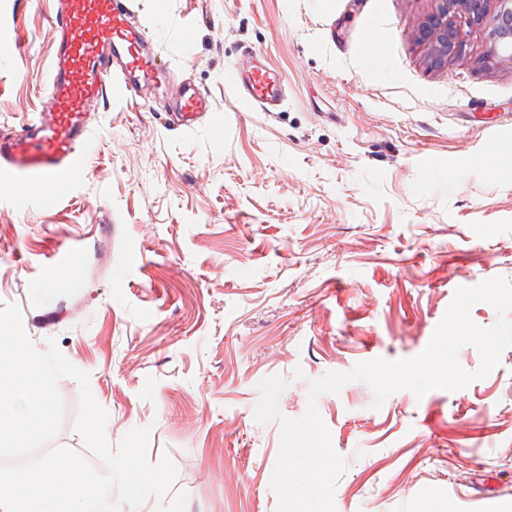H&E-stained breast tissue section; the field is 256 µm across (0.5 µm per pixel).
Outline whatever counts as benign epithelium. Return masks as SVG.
Segmentation results:
<instances>
[{
  "mask_svg": "<svg viewBox=\"0 0 512 512\" xmlns=\"http://www.w3.org/2000/svg\"><path fill=\"white\" fill-rule=\"evenodd\" d=\"M491 7L494 8V25L490 38L494 48L512 59V0H437L436 11L426 18L420 30L432 60L445 64L458 50L460 33L448 22L449 12L460 10L468 24L479 25Z\"/></svg>",
  "mask_w": 512,
  "mask_h": 512,
  "instance_id": "7a95c632",
  "label": "benign epithelium"
}]
</instances>
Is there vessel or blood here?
Instances as JSON below:
<instances>
[{
	"label": "vessel or blood",
	"instance_id": "vessel-or-blood-1",
	"mask_svg": "<svg viewBox=\"0 0 512 512\" xmlns=\"http://www.w3.org/2000/svg\"><path fill=\"white\" fill-rule=\"evenodd\" d=\"M56 50L47 104L31 121L0 137V179L41 184L71 181L84 172L95 115L92 104L133 99L155 85L164 64L146 28L134 20L131 0H56ZM225 86L264 112L283 100L284 79L260 60L224 72ZM211 108L207 94L183 84L171 105L173 129L192 127Z\"/></svg>",
	"mask_w": 512,
	"mask_h": 512
}]
</instances>
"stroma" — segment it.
<instances>
[{
	"instance_id": "1",
	"label": "stroma",
	"mask_w": 512,
	"mask_h": 512,
	"mask_svg": "<svg viewBox=\"0 0 512 512\" xmlns=\"http://www.w3.org/2000/svg\"><path fill=\"white\" fill-rule=\"evenodd\" d=\"M168 64L144 103L101 105L76 182L0 183V308L38 349L87 372L118 448L150 428L164 498L119 512H277L281 422L309 406L346 463L335 512L512 504V347L485 379L373 409L368 384L310 400L313 381L428 345L457 288L512 281V60L492 17L451 19L462 48L432 66L417 39L436 0H135ZM52 0H0V136L46 101ZM380 35L388 64L368 62ZM288 83L279 111L224 85L246 49ZM210 97L169 129L183 81ZM53 446L87 454L79 384Z\"/></svg>"
}]
</instances>
